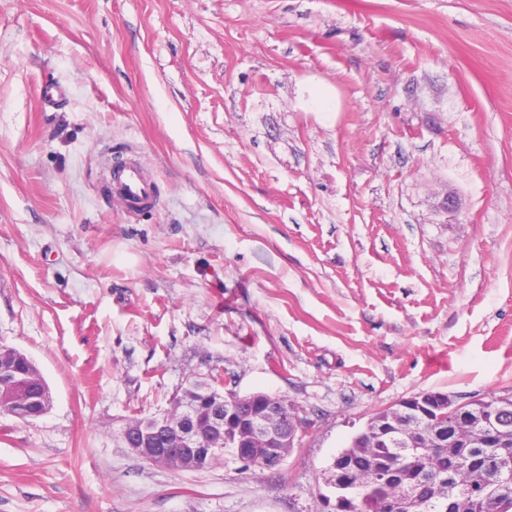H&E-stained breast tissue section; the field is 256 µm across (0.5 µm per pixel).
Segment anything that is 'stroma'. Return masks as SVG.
<instances>
[{"label": "stroma", "instance_id": "stroma-1", "mask_svg": "<svg viewBox=\"0 0 512 512\" xmlns=\"http://www.w3.org/2000/svg\"><path fill=\"white\" fill-rule=\"evenodd\" d=\"M0 344L54 398L0 413V512H318L377 411L512 394V0H0ZM193 384L288 398L301 444L121 446ZM109 181L114 194L126 202L128 214L136 215L156 206L155 182L136 156L125 155L114 161L109 170Z\"/></svg>", "mask_w": 512, "mask_h": 512}]
</instances>
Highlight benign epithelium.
<instances>
[{
    "mask_svg": "<svg viewBox=\"0 0 512 512\" xmlns=\"http://www.w3.org/2000/svg\"><path fill=\"white\" fill-rule=\"evenodd\" d=\"M22 362L27 363L32 376H37L38 368L30 357L14 347L0 345V375L4 378L0 388L5 390L12 384ZM51 401L52 393L46 385L36 388L31 401L19 405L5 393L0 399V412L28 421L46 414ZM408 401L418 408L438 406L448 414L461 406L454 397L441 392L418 393ZM180 403L186 417L176 427L179 447H166L171 428L163 416L152 417L134 428H123L120 438L124 447L149 464L171 468L176 463L193 464L222 452L227 443L242 466L249 468L260 463L265 469H274L296 447L305 430L297 410L263 393L215 394L199 389L196 400L186 397ZM205 405L212 418L210 436L198 429L194 418V408Z\"/></svg>",
    "mask_w": 512,
    "mask_h": 512,
    "instance_id": "obj_1",
    "label": "benign epithelium"
}]
</instances>
